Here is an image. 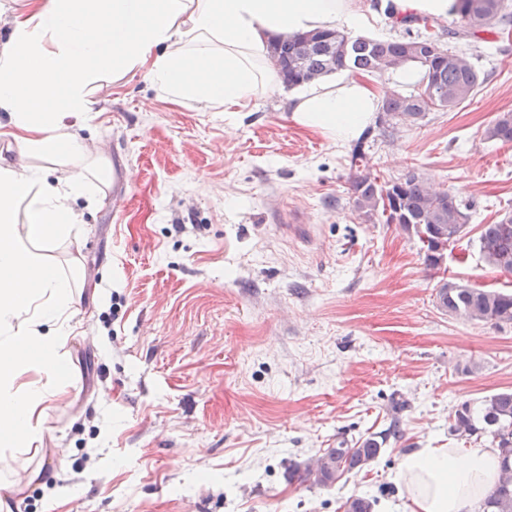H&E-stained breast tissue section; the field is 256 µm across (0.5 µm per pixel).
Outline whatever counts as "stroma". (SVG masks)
Listing matches in <instances>:
<instances>
[{"mask_svg":"<svg viewBox=\"0 0 512 512\" xmlns=\"http://www.w3.org/2000/svg\"><path fill=\"white\" fill-rule=\"evenodd\" d=\"M366 2L365 36L436 34L487 75L454 110L373 129L368 150L380 181L413 170L470 205L466 236L436 271L417 239L360 217L350 144L299 125L291 89L230 114L167 101L142 71L104 78L81 134L113 167L96 204L76 203L72 370L0 512H336L351 495L386 512L407 501L392 480L404 455L468 447L448 432L455 408L512 390V324L436 306L443 277L512 294L478 246L480 225L512 215V143L483 136L512 112V35L456 42L441 36L455 16L407 30L387 0ZM291 209L304 238L275 227ZM394 417L400 437L368 469L328 487L289 480Z\"/></svg>","mask_w":512,"mask_h":512,"instance_id":"1","label":"stroma"}]
</instances>
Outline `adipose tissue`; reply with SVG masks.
Segmentation results:
<instances>
[{"instance_id": "1", "label": "adipose tissue", "mask_w": 512, "mask_h": 512, "mask_svg": "<svg viewBox=\"0 0 512 512\" xmlns=\"http://www.w3.org/2000/svg\"><path fill=\"white\" fill-rule=\"evenodd\" d=\"M364 0H35L13 18L0 48L5 137L22 160L0 158V492L13 494L4 451L40 448L47 411L70 373L73 305L80 290L73 253L84 221L73 202L97 201L102 147L80 138L104 73L147 72L174 101L237 112L279 91L270 41L337 24L360 27ZM378 95L356 78L297 97L295 120L336 143L371 120ZM40 159L59 167L48 181ZM495 449L420 448L394 476L411 512H477L498 477Z\"/></svg>"}]
</instances>
